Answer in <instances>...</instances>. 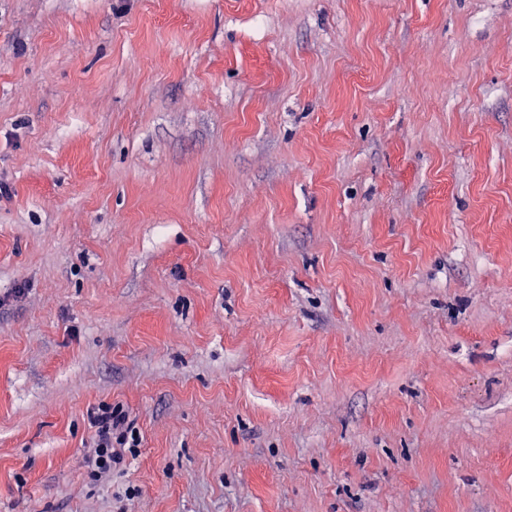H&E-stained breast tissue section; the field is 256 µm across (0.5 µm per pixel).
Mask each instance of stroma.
I'll return each instance as SVG.
<instances>
[{
	"label": "stroma",
	"mask_w": 512,
	"mask_h": 512,
	"mask_svg": "<svg viewBox=\"0 0 512 512\" xmlns=\"http://www.w3.org/2000/svg\"><path fill=\"white\" fill-rule=\"evenodd\" d=\"M0 182V512H512V0H0ZM96 410V409H95ZM90 415V423L96 428L98 443L94 448L91 471L93 477L110 473L124 462V454L121 448H115L112 444V429H117L123 421V417L113 414L112 405L100 404L97 411Z\"/></svg>",
	"instance_id": "stroma-1"
}]
</instances>
